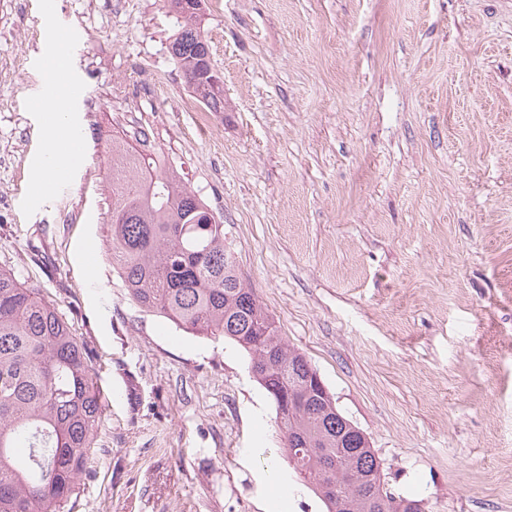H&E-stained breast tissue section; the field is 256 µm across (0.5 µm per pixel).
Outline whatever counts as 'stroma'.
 Returning a JSON list of instances; mask_svg holds the SVG:
<instances>
[{"mask_svg":"<svg viewBox=\"0 0 512 512\" xmlns=\"http://www.w3.org/2000/svg\"><path fill=\"white\" fill-rule=\"evenodd\" d=\"M20 16L0 29V269L58 305L105 400L70 512H325L247 354L141 310L112 264L103 145L138 129L391 490L512 512V0H205L207 117L164 0ZM60 56L84 151L36 198Z\"/></svg>","mask_w":512,"mask_h":512,"instance_id":"stroma-1","label":"stroma"}]
</instances>
